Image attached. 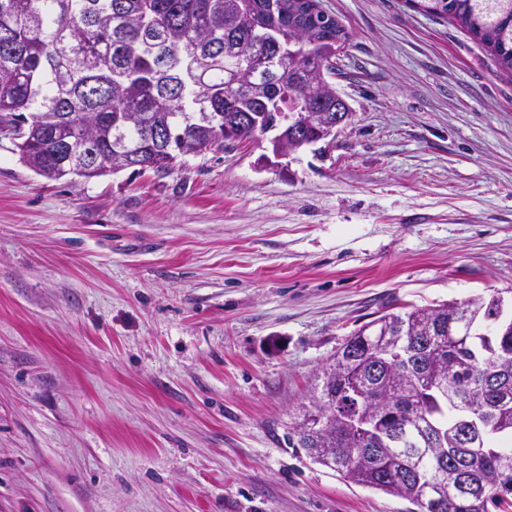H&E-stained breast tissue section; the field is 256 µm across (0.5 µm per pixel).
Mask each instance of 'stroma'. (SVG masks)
Instances as JSON below:
<instances>
[{"label":"stroma","mask_w":512,"mask_h":512,"mask_svg":"<svg viewBox=\"0 0 512 512\" xmlns=\"http://www.w3.org/2000/svg\"><path fill=\"white\" fill-rule=\"evenodd\" d=\"M352 116L50 180L0 137V512H411L288 442L400 307L512 310V73L411 0H321Z\"/></svg>","instance_id":"obj_1"}]
</instances>
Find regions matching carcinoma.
I'll use <instances>...</instances> for the list:
<instances>
[{"label":"carcinoma","instance_id":"obj_1","mask_svg":"<svg viewBox=\"0 0 512 512\" xmlns=\"http://www.w3.org/2000/svg\"><path fill=\"white\" fill-rule=\"evenodd\" d=\"M313 0H0V131L15 134L39 175L114 174L64 145L84 137L101 156L138 155L158 175L254 131L243 116L336 107V59L351 36ZM414 7L476 37L512 72V0H418ZM468 309L478 325L448 336ZM432 326L428 346L397 373L382 333L395 318ZM343 342L322 370L323 422L291 425L296 444L342 480L408 499L418 512H512V318L489 299L448 302L378 317ZM462 419L477 422L481 462L459 444ZM469 469L457 492L448 475Z\"/></svg>","mask_w":512,"mask_h":512}]
</instances>
